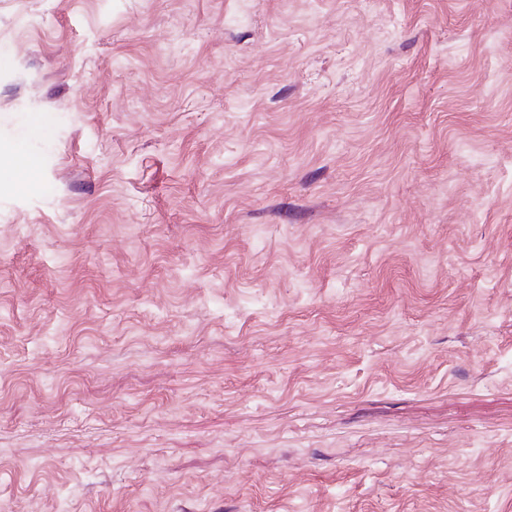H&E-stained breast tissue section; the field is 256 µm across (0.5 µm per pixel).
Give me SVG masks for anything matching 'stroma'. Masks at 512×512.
Returning <instances> with one entry per match:
<instances>
[{
  "label": "stroma",
  "mask_w": 512,
  "mask_h": 512,
  "mask_svg": "<svg viewBox=\"0 0 512 512\" xmlns=\"http://www.w3.org/2000/svg\"><path fill=\"white\" fill-rule=\"evenodd\" d=\"M0 512H512V0H0ZM6 155L17 179L23 184H30L37 173L32 158L17 146L11 147Z\"/></svg>",
  "instance_id": "stroma-1"
}]
</instances>
